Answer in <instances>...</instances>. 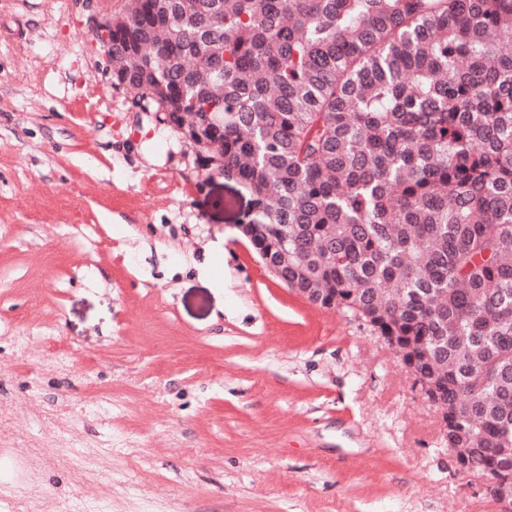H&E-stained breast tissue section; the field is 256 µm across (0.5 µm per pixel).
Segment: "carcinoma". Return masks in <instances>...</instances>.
Masks as SVG:
<instances>
[{"mask_svg":"<svg viewBox=\"0 0 512 512\" xmlns=\"http://www.w3.org/2000/svg\"><path fill=\"white\" fill-rule=\"evenodd\" d=\"M512 0H128L130 105L208 112L288 287L415 345L448 451L512 488Z\"/></svg>","mask_w":512,"mask_h":512,"instance_id":"cac0c4a2","label":"carcinoma"}]
</instances>
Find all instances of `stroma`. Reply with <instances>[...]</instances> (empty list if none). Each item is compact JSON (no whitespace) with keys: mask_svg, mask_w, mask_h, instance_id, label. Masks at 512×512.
<instances>
[{"mask_svg":"<svg viewBox=\"0 0 512 512\" xmlns=\"http://www.w3.org/2000/svg\"><path fill=\"white\" fill-rule=\"evenodd\" d=\"M85 0H0V512H502L251 195L106 73Z\"/></svg>","mask_w":512,"mask_h":512,"instance_id":"stroma-1","label":"stroma"}]
</instances>
